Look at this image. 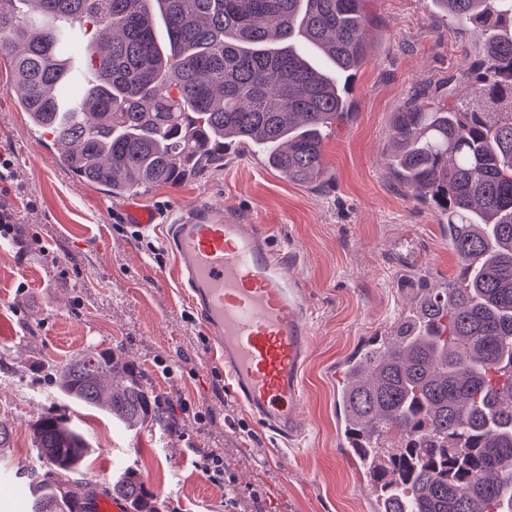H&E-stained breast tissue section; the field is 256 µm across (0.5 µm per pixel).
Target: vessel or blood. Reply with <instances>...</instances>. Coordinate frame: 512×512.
<instances>
[{
	"label": "vessel or blood",
	"instance_id": "b4317fda",
	"mask_svg": "<svg viewBox=\"0 0 512 512\" xmlns=\"http://www.w3.org/2000/svg\"><path fill=\"white\" fill-rule=\"evenodd\" d=\"M120 221L139 238L163 231L175 257L172 275L224 360L230 393L266 429L297 441L311 309L266 227L231 206L211 204L182 207L164 226L136 198L124 205Z\"/></svg>",
	"mask_w": 512,
	"mask_h": 512
}]
</instances>
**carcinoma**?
<instances>
[{
  "label": "carcinoma",
  "instance_id": "1",
  "mask_svg": "<svg viewBox=\"0 0 512 512\" xmlns=\"http://www.w3.org/2000/svg\"><path fill=\"white\" fill-rule=\"evenodd\" d=\"M366 0H0V47L31 121L81 181L118 198L175 185L219 148L251 149L290 181L327 172V131L349 100L340 78L369 59ZM482 38L476 82L512 97V0H428ZM389 165L448 219L462 270L425 289L398 330L350 358L343 422L381 512H512V112L415 104L396 113ZM57 392L127 428L162 415L113 351L89 349ZM34 443L32 512H91L89 445L56 415ZM112 495L158 512L130 471Z\"/></svg>",
  "mask_w": 512,
  "mask_h": 512
}]
</instances>
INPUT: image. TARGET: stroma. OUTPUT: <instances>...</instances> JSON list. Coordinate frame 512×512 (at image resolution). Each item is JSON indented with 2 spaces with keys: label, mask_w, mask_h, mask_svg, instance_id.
Listing matches in <instances>:
<instances>
[{
  "label": "stroma",
  "mask_w": 512,
  "mask_h": 512,
  "mask_svg": "<svg viewBox=\"0 0 512 512\" xmlns=\"http://www.w3.org/2000/svg\"><path fill=\"white\" fill-rule=\"evenodd\" d=\"M367 9L373 51L350 80L348 119L327 133L324 183L287 181L259 155L233 151L141 196L167 210L232 205L266 225L290 256L289 274L308 290L314 338L301 408L307 434L296 446L277 441L230 394L188 298L159 281L173 265L162 237H134L114 217L119 200L70 173L52 135L18 105L0 60V153L13 162L0 198L29 243L22 255L0 246V307L22 339H0V423L12 431L14 472L38 469L32 423L55 413L87 438L82 476L102 497L130 470L161 512H375L365 475L342 456L337 373L393 334L416 282L459 276L439 209L413 199L390 173V130L407 100H459L478 35L424 0H368ZM406 241L422 253L420 266L410 265ZM91 348L132 366L161 397L163 422L126 429L57 393L56 371ZM211 455L223 458L233 487L208 470Z\"/></svg>",
  "instance_id": "obj_1"
}]
</instances>
